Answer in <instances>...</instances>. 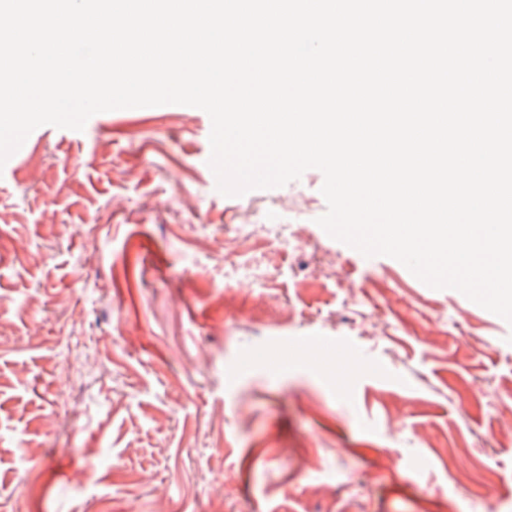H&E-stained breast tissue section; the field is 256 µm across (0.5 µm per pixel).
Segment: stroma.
I'll list each match as a JSON object with an SVG mask.
<instances>
[{
  "label": "stroma",
  "instance_id": "1",
  "mask_svg": "<svg viewBox=\"0 0 512 512\" xmlns=\"http://www.w3.org/2000/svg\"><path fill=\"white\" fill-rule=\"evenodd\" d=\"M211 127L0 176V512H512V324L331 238L319 170L212 190Z\"/></svg>",
  "mask_w": 512,
  "mask_h": 512
}]
</instances>
